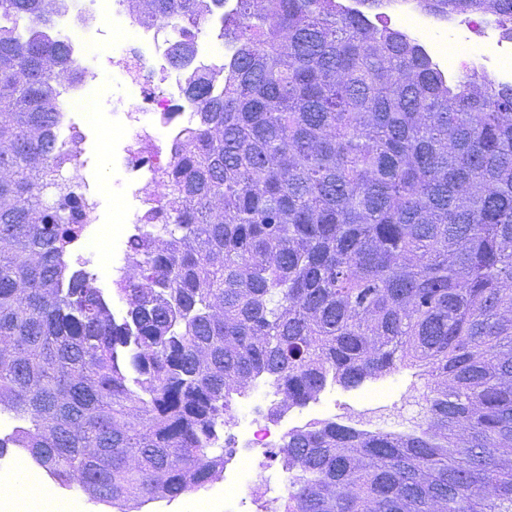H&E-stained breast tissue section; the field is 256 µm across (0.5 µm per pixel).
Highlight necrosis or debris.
<instances>
[{"instance_id": "necrosis-or-debris-1", "label": "necrosis or debris", "mask_w": 512, "mask_h": 512, "mask_svg": "<svg viewBox=\"0 0 512 512\" xmlns=\"http://www.w3.org/2000/svg\"><path fill=\"white\" fill-rule=\"evenodd\" d=\"M240 0H224V11L210 20L211 38L195 43L192 69L214 75L229 71L234 53L222 39L224 19L236 15ZM387 20L428 56L440 72L455 68L457 76H486L497 84L512 85V16L472 10L442 15L419 0H389ZM90 17L72 44L78 79L66 87L61 100L60 134L73 157H81L88 133L101 132L104 73H111L122 95L123 119L113 124L112 168L123 174L125 190L120 207L113 210L114 233L98 226L97 205L87 197V181L78 178L73 190L82 205L77 214L79 234L70 252L78 263L100 261L126 251L138 237L148 215L162 201V177L175 153L188 137L196 106L187 99L181 74L169 65L176 30L164 22L141 23L128 13L125 0H72L70 11L58 15L60 28L70 26L72 14ZM293 410L255 419L240 415L224 437V474L201 498L184 500L180 512H220L232 499L254 512H283L282 493L295 473L282 451L281 428L295 423ZM266 449L276 460L275 478L251 475L246 453ZM16 461L0 463V507L5 512H86L84 501L62 491L50 474H38V494L17 499L10 491L16 483Z\"/></svg>"}]
</instances>
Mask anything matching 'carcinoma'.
Wrapping results in <instances>:
<instances>
[{
  "label": "carcinoma",
  "mask_w": 512,
  "mask_h": 512,
  "mask_svg": "<svg viewBox=\"0 0 512 512\" xmlns=\"http://www.w3.org/2000/svg\"><path fill=\"white\" fill-rule=\"evenodd\" d=\"M181 28L223 0H130ZM437 12L512 0H423ZM69 0H0V441L97 500L177 498L224 469L227 396L263 375L285 405L407 358L431 377L408 433L324 422L283 445L285 512H512V86L448 81L335 0H240L221 91L186 78L194 136L162 224L133 245L122 322L65 262Z\"/></svg>",
  "instance_id": "1"
}]
</instances>
